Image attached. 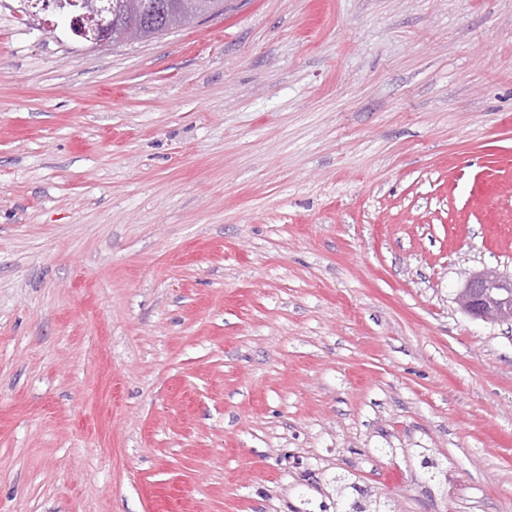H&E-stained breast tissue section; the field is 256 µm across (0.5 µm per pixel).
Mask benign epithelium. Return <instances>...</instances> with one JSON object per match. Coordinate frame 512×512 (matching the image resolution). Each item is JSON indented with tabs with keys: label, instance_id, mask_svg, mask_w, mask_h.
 Instances as JSON below:
<instances>
[{
	"label": "benign epithelium",
	"instance_id": "7a95c632",
	"mask_svg": "<svg viewBox=\"0 0 512 512\" xmlns=\"http://www.w3.org/2000/svg\"><path fill=\"white\" fill-rule=\"evenodd\" d=\"M87 41L92 49L112 46V21L100 24ZM460 301L465 311L475 318L512 322V275L476 274L465 284Z\"/></svg>",
	"mask_w": 512,
	"mask_h": 512
}]
</instances>
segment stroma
<instances>
[{"label": "stroma", "instance_id": "stroma-1", "mask_svg": "<svg viewBox=\"0 0 512 512\" xmlns=\"http://www.w3.org/2000/svg\"><path fill=\"white\" fill-rule=\"evenodd\" d=\"M512 0H224L87 49L0 0V512H512ZM436 480H429V472ZM460 301L475 318L512 322V275L476 274L465 284Z\"/></svg>", "mask_w": 512, "mask_h": 512}]
</instances>
